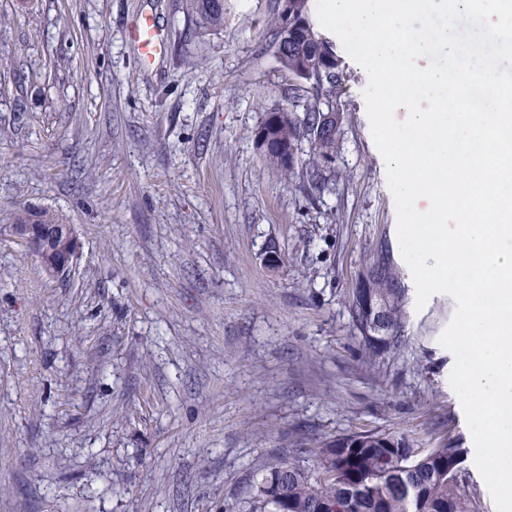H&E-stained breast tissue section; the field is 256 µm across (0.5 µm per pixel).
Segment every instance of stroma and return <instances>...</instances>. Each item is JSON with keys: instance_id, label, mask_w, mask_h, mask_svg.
<instances>
[{"instance_id": "35a3bbf8", "label": "stroma", "mask_w": 512, "mask_h": 512, "mask_svg": "<svg viewBox=\"0 0 512 512\" xmlns=\"http://www.w3.org/2000/svg\"><path fill=\"white\" fill-rule=\"evenodd\" d=\"M280 7L224 0L205 32L182 0H0V512H246L271 455L309 468L353 431L473 450L438 342L455 302L415 307L364 69L316 198L256 144L294 81ZM145 14L169 33L147 66ZM26 209L74 225L67 274L21 244ZM383 248L405 340L371 359L347 300ZM126 37L144 65L150 64L167 45V37L162 25L149 16L141 17L130 25Z\"/></svg>"}]
</instances>
